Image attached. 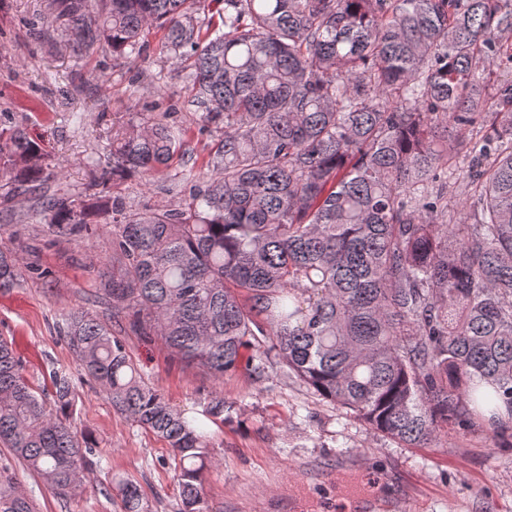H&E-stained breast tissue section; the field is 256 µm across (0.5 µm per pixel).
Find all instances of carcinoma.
I'll list each match as a JSON object with an SVG mask.
<instances>
[{"instance_id":"carcinoma-1","label":"carcinoma","mask_w":512,"mask_h":512,"mask_svg":"<svg viewBox=\"0 0 512 512\" xmlns=\"http://www.w3.org/2000/svg\"><path fill=\"white\" fill-rule=\"evenodd\" d=\"M81 56L138 54L152 29L188 69L191 100L222 130L178 209L111 193L59 197L48 230L112 232V315L216 377L273 358L315 393L410 448L445 428L499 438L512 422V0H51ZM480 128L448 146V130ZM182 138L165 114L112 127L102 180L160 173ZM49 155L22 129L0 186L38 187ZM15 264L0 251V287ZM59 333L112 406L179 460L181 512H209L217 393L188 417L147 386L123 341L83 311ZM0 338V444L59 496L82 491L96 445L66 423ZM122 512H148L130 481ZM0 512H35L0 470Z\"/></svg>"}]
</instances>
